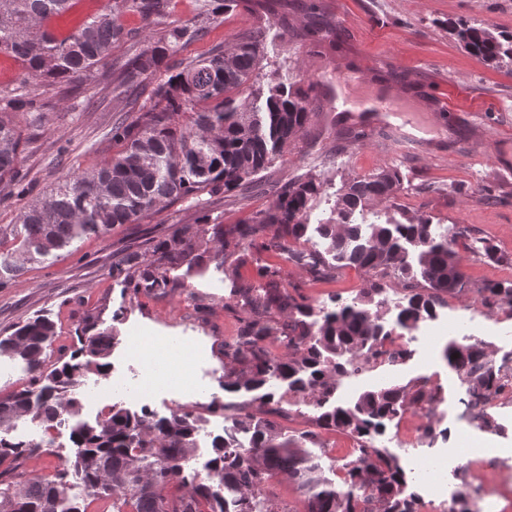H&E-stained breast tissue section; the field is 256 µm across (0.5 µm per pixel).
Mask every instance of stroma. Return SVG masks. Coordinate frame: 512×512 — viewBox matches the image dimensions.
Listing matches in <instances>:
<instances>
[{
	"instance_id": "1",
	"label": "stroma",
	"mask_w": 512,
	"mask_h": 512,
	"mask_svg": "<svg viewBox=\"0 0 512 512\" xmlns=\"http://www.w3.org/2000/svg\"><path fill=\"white\" fill-rule=\"evenodd\" d=\"M200 4L172 0L170 13L159 24L118 8V21L130 37L113 46L97 78L41 86L47 120L41 127L23 128L25 142L18 154L29 191L23 196L15 183H0V225L15 223L26 199L49 194L66 174L111 159L116 147L110 130L126 112L125 104L112 96V81L134 50L153 45L165 28L192 22ZM262 12L256 2L225 12L218 24L185 46L183 56L205 55L214 45L257 29L256 17ZM284 13V20L263 34L260 72L301 87L316 83L311 121L258 175L250 193L232 192L204 206L212 223L230 228L267 209L283 182L320 175L323 192L309 213L310 227L293 247L321 252L326 243L315 227L328 218L342 182L394 166L401 177L399 203L405 212L430 219L436 232L460 224L491 241L496 259L463 253L469 292L438 307L431 329L411 331L410 359L342 378L336 401L352 403L382 382L404 385L428 377L442 384L445 393L430 414L435 433L415 451L417 468L407 475L409 489L421 490L423 473L436 459L447 465L444 478L450 488L465 487L471 498L485 502L488 512H512V401L489 404L496 430L477 428L463 416L467 385L441 356L449 339H478L487 344L497 364L512 366V310H488L475 295L487 284L512 281V69H496L470 55L446 30L448 19L463 17L512 32V0H288ZM313 26L322 27L324 45L306 38ZM339 71L369 73L368 83L354 86L356 94L370 96L381 87L397 92L405 120L338 111L336 97L344 87L335 78ZM345 126L365 129L366 138L342 145L336 133ZM406 135L416 137L417 145L404 148ZM486 185L494 186L496 201L480 198L478 190ZM195 212L193 203L171 204L139 223L119 224L105 235L74 241L60 257L21 262L10 286L0 288V338L27 318L43 315L57 327L54 349L68 351L76 343V328L88 316L98 315L118 338L110 363L131 385L151 383L152 408L161 417L185 407L202 388L221 393L229 405L246 400V393H230L221 385L222 345L225 337L236 334L248 308L241 289L263 287L266 270H280L282 285L299 289L317 310L352 301L368 283V274L352 268L327 279L309 278L287 254L267 249V231L251 242L228 239L223 265L206 255L172 268L173 286L163 294L134 296L113 281L112 264L125 249H143L149 238L167 237L174 225L191 222ZM275 389L285 397L287 414L278 420L282 433L295 438L311 429L315 410L309 400L287 394L280 383ZM476 435L488 440L489 448L462 460L459 448ZM9 436L52 441L51 453L28 463L41 475H52L76 452L66 421L47 432L24 418ZM318 442L328 478L357 457L358 443L346 433L323 430ZM479 470L499 471L494 497H487L476 481Z\"/></svg>"
}]
</instances>
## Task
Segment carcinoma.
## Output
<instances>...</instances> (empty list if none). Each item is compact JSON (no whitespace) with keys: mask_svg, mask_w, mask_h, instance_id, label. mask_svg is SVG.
<instances>
[{"mask_svg":"<svg viewBox=\"0 0 512 512\" xmlns=\"http://www.w3.org/2000/svg\"><path fill=\"white\" fill-rule=\"evenodd\" d=\"M123 4L156 21L168 14V0H122ZM252 0H209L189 25L165 30L155 45L129 58L112 89L124 98L156 75L164 61L185 44L218 23L227 7L247 6ZM70 9V0H0V50L23 61L42 81L53 85L73 78H91L106 64L112 46L123 40L124 29L113 11L89 18L61 42L47 41L39 32L42 20ZM448 34L467 52L495 67L512 65V32L493 25H476L464 18L448 20ZM260 31L238 35L229 45L217 44L200 57L181 58L167 66L169 75L155 83L144 103L130 118L112 124V141L122 149L101 167L65 176L62 184L41 200L24 205L18 230L0 226V246L7 236L12 251L0 253V288L5 274L18 268L15 257L37 261L89 235L108 232L116 224H135L165 203L246 191L254 176L266 169L285 146L309 124L308 88L294 87L274 77L260 80ZM22 113L31 126L46 119L37 97L21 92L3 98L0 106V181L22 184L17 168ZM323 182L309 174L284 182L277 199L247 224L224 231L214 227L219 246L214 259L224 264L223 236L244 241L273 230L270 249L290 250L307 231L312 203ZM401 180L384 168L363 177L348 178L339 188L328 219L316 230L327 241L335 263L314 252L302 259L315 280L344 268L366 273H398L408 291L397 314L401 329L411 331L436 315L439 305L462 296L468 288L461 270L460 251L491 252L482 239L453 229L439 235L430 220L386 217L383 224H364L373 204L398 209ZM209 214L200 209L193 222L176 225L169 238L157 239L150 251H131L112 264V279L132 295L165 291L167 272L189 260L194 252L210 251ZM268 288L250 301L236 335L224 339V391L256 393L238 405L234 429L250 434L244 448L224 435L213 442L206 476H187L184 469L196 448L195 423L188 412L168 417L139 414L114 403L94 425L77 421L71 429L74 459L48 477L26 467L45 452L42 444L14 441L0 435V512H226L227 497L235 512H283L279 493L270 479L281 475L304 495L302 512H419L406 491L403 462L375 445L386 424L410 408H428L440 389L421 381L386 385L362 394L351 406L331 403L341 378L374 368L378 362L399 364L411 356L402 347L386 348L382 287L369 281L349 304H339L322 319L313 318L306 298L280 287L278 271L266 272ZM422 280L425 287H415ZM483 306L512 309V283L478 289ZM288 311L276 322L271 311ZM91 316L78 327V345L69 354L50 360L48 349L57 336L55 323L37 316L0 339V353L20 357L34 374L32 384L0 399V430L29 417L50 430L64 415L79 412L74 390L87 373L106 376L116 336L98 329ZM276 335L286 353L266 344ZM448 367L468 383L464 402L479 428L492 427L485 412L493 393L512 394V378L502 374L483 342L449 341L442 352ZM287 385L288 393L310 399L318 410L313 425L341 430L360 442L359 457L343 467L338 483L322 475L320 457L307 445L318 432L297 438L282 434L275 418L284 415L282 398L269 388L271 380ZM77 477L83 484L81 501L71 494Z\"/></svg>","mask_w":512,"mask_h":512,"instance_id":"cac0c4a2","label":"carcinoma"}]
</instances>
